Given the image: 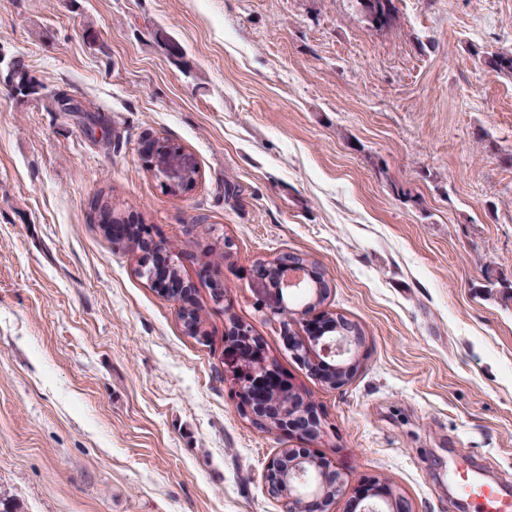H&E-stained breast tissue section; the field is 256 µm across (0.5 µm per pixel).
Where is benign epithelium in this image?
Masks as SVG:
<instances>
[{
    "label": "benign epithelium",
    "instance_id": "benign-epithelium-1",
    "mask_svg": "<svg viewBox=\"0 0 512 512\" xmlns=\"http://www.w3.org/2000/svg\"><path fill=\"white\" fill-rule=\"evenodd\" d=\"M143 155L152 169L158 167L164 158L156 141L145 142ZM152 248L167 255L168 265L157 270L146 257L141 270L151 285L161 289L163 296L173 301L178 318L187 322L190 295L182 288L183 280L171 277V271L179 267L181 260L170 254L162 242L152 244ZM270 264L280 269L281 286L286 291L295 286L289 279L290 270L302 268L304 272H310V260L301 255L294 260L284 253ZM253 291L256 309L288 339V349L298 362L317 372L324 367L326 358H335L339 362L338 369L331 375L322 374L324 382L333 389L342 388L353 379L359 367L357 350L362 339L358 326L353 324L338 331L335 314L326 312L319 321L329 335L313 336L308 332L301 335L298 332L301 326L311 328L308 309H291L281 296L271 297L263 268L258 273ZM228 367L241 398V412L256 429H283L303 440H313L324 432L315 403L310 397L293 390L282 378L278 367L261 356L258 339L251 340L248 350H236ZM349 483L347 473L302 448L282 449L267 462L264 473L266 491L281 498L287 512H331L336 500L345 495ZM359 504V512H412L410 503L401 496H394L388 501L365 494Z\"/></svg>",
    "mask_w": 512,
    "mask_h": 512
}]
</instances>
